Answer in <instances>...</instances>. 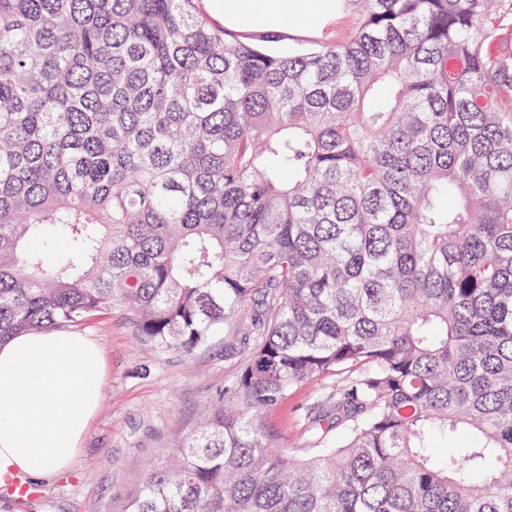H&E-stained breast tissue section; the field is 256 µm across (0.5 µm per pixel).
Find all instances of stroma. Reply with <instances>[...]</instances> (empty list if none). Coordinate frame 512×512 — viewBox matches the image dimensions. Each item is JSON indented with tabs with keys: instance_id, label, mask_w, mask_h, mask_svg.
Wrapping results in <instances>:
<instances>
[{
	"instance_id": "obj_1",
	"label": "stroma",
	"mask_w": 512,
	"mask_h": 512,
	"mask_svg": "<svg viewBox=\"0 0 512 512\" xmlns=\"http://www.w3.org/2000/svg\"><path fill=\"white\" fill-rule=\"evenodd\" d=\"M335 20L321 29L294 25L273 51L307 47L346 35L361 15L360 0H343ZM75 333L96 342L106 358L103 398L65 474L38 482L36 495L15 500L0 492V512H123L128 496L143 483L149 466L164 464L201 422L226 381L239 372L246 346L230 350L221 335L192 354L157 347L139 336L134 315L113 306L76 325ZM336 377L308 379L262 416L281 447L304 446L307 413L324 407Z\"/></svg>"
}]
</instances>
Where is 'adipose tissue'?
<instances>
[{"label": "adipose tissue", "instance_id": "obj_1", "mask_svg": "<svg viewBox=\"0 0 512 512\" xmlns=\"http://www.w3.org/2000/svg\"><path fill=\"white\" fill-rule=\"evenodd\" d=\"M201 7L218 25L264 32L317 27L336 14V0H202ZM104 373L100 347L72 332H24L0 342V478L48 480L73 464Z\"/></svg>", "mask_w": 512, "mask_h": 512}]
</instances>
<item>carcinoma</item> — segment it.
Here are the masks:
<instances>
[{
  "label": "carcinoma",
  "instance_id": "cac0c4a2",
  "mask_svg": "<svg viewBox=\"0 0 512 512\" xmlns=\"http://www.w3.org/2000/svg\"><path fill=\"white\" fill-rule=\"evenodd\" d=\"M198 2L0 0V339L114 304L160 348L249 337L125 512H512L499 0H362L286 54ZM341 371L277 447L261 415Z\"/></svg>",
  "mask_w": 512,
  "mask_h": 512
}]
</instances>
